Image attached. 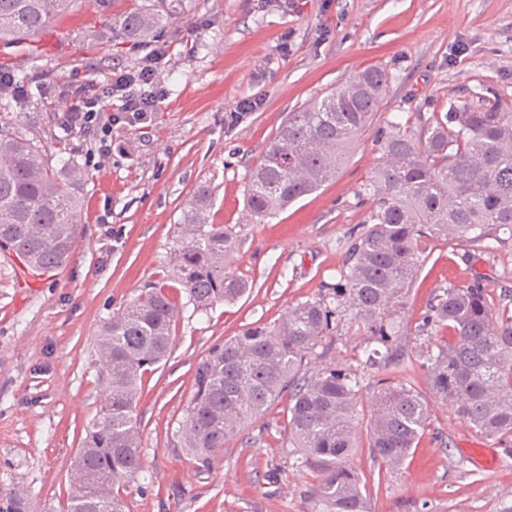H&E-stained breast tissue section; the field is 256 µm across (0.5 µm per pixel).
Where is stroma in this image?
<instances>
[{"mask_svg":"<svg viewBox=\"0 0 512 512\" xmlns=\"http://www.w3.org/2000/svg\"><path fill=\"white\" fill-rule=\"evenodd\" d=\"M112 10V0H76L68 21L34 40L0 44V62L26 90L20 100L0 99V126L44 140L53 165L74 162L86 179L65 267L24 283L19 260L0 251V485L21 483L40 512H59L86 427L105 399L98 330L144 286L160 283L178 308L173 347L139 381L143 470L124 486L125 512H312L317 478L295 465L288 397L227 440L211 469L185 454L195 367L213 345L278 321L336 283L364 229L368 207L358 193L381 162L377 136L388 122L444 112L489 89L512 102V0H179L176 23L161 38L160 109L149 129L115 130L99 168L93 143L66 136L55 115L75 73L103 85L114 61L138 66V54L116 56L97 37ZM373 65L387 72V93L335 179L265 223L242 222L249 172L288 113ZM246 97L263 107L225 124ZM201 182L215 193L212 223L236 238L232 268L249 284L237 302L205 312L170 274L181 208ZM419 250L422 265L396 314L395 362L365 366L370 336L344 316L307 370L342 369L359 380L360 442L349 464L374 512H503L512 505V456L432 395L419 355L452 338L448 328L422 327L445 288L477 284L494 306L512 301V230L468 244L425 237ZM386 377L411 382L431 410L397 469L374 458L366 440L377 382ZM470 448L491 449L495 466L479 467Z\"/></svg>","mask_w":512,"mask_h":512,"instance_id":"stroma-1","label":"stroma"}]
</instances>
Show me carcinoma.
I'll return each instance as SVG.
<instances>
[{"mask_svg":"<svg viewBox=\"0 0 512 512\" xmlns=\"http://www.w3.org/2000/svg\"><path fill=\"white\" fill-rule=\"evenodd\" d=\"M75 0H0V43L35 38L72 13ZM176 0H131L102 20L99 37L144 50L172 26ZM388 87L376 66L352 75L320 101L288 118L250 171L247 220L261 223L336 176L356 138L373 122ZM382 162L358 193L370 204L368 227L350 246L329 292L300 302L281 320L254 324L214 346L195 368L185 409L183 448L209 469L226 440L290 393V443L296 464L318 478L314 512H370L365 482L346 459L358 447V384L330 369L301 370L346 313L388 347L418 273L421 237L480 241L494 228L512 229V103L498 96L451 103L427 125L392 123L379 135ZM83 170H59L41 141L0 130V250L28 272L44 275L68 261L77 234ZM214 191L196 186L182 207V246L172 272L195 308L233 303L248 283L231 270L236 238L209 223ZM176 306L157 284L141 291L98 331L107 363L106 398L87 426L74 463L71 491L59 512H125L116 486L142 469L135 421L142 369L172 346ZM446 326L453 340L420 354L431 391L479 432L512 442V311L494 310L478 285L450 287L430 306L423 325ZM429 422L425 396L409 382L379 381L368 431L373 457L401 465ZM0 512H35L27 491L0 486Z\"/></svg>","mask_w":512,"mask_h":512,"instance_id":"carcinoma-1","label":"carcinoma"}]
</instances>
